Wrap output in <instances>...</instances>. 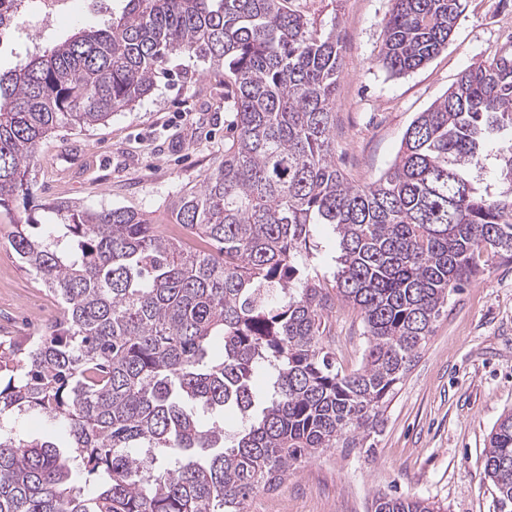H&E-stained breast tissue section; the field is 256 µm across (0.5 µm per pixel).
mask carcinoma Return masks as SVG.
<instances>
[{
	"label": "carcinoma",
	"mask_w": 512,
	"mask_h": 512,
	"mask_svg": "<svg viewBox=\"0 0 512 512\" xmlns=\"http://www.w3.org/2000/svg\"><path fill=\"white\" fill-rule=\"evenodd\" d=\"M461 13V0H393L378 62L395 75L424 66ZM177 52L224 69L231 89L224 159L169 206L171 223L215 251L157 233L133 208L34 204L41 144L148 98ZM341 71L336 31L314 29L288 0H124L0 76L8 243L62 302L50 335L0 339V417L42 412L72 451L0 431V512H248L301 458L373 447L449 294L481 260L512 262V137L495 154L506 190L468 174L495 132H512V58L464 70L365 186L333 152ZM38 209L49 222L33 235ZM312 224L341 237L334 297L367 339L350 371L322 344L334 297L298 262ZM261 368L265 402L253 388ZM257 407L230 447L224 425L201 418ZM485 473L497 512H512V410L490 433ZM372 512L443 507L380 493Z\"/></svg>",
	"instance_id": "obj_1"
}]
</instances>
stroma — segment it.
I'll return each instance as SVG.
<instances>
[{
	"label": "stroma",
	"instance_id": "obj_1",
	"mask_svg": "<svg viewBox=\"0 0 512 512\" xmlns=\"http://www.w3.org/2000/svg\"><path fill=\"white\" fill-rule=\"evenodd\" d=\"M322 31L336 30L343 67L336 88V163L356 185L393 163L407 127L475 63L492 58L511 34L512 0H462L445 47L423 67L392 75L375 62L392 0H288ZM224 75L183 54L172 56L152 95L106 123L59 131L38 154L41 202L67 199L93 208L145 211L157 231L170 228L169 204L198 188L224 156L232 119ZM0 213V326L38 336L47 306L59 307L7 241ZM310 263L333 287L339 254L331 225L312 228ZM323 344L343 368L357 367L366 346L357 310L335 302ZM512 410V263L495 264L451 293L426 346L397 387L375 446L329 448L300 460L277 488L256 492L249 512H370L378 493L441 501L448 512H496L484 450Z\"/></svg>",
	"mask_w": 512,
	"mask_h": 512
}]
</instances>
